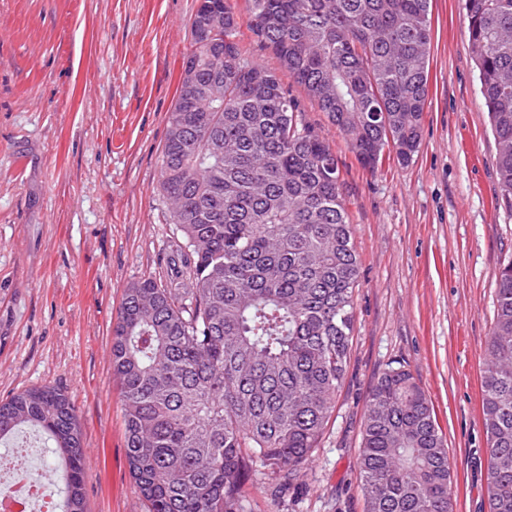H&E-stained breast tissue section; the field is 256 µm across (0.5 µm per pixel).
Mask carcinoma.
Segmentation results:
<instances>
[{
  "label": "carcinoma",
  "instance_id": "carcinoma-1",
  "mask_svg": "<svg viewBox=\"0 0 512 512\" xmlns=\"http://www.w3.org/2000/svg\"><path fill=\"white\" fill-rule=\"evenodd\" d=\"M248 27L374 171L418 152L429 94L430 0H248ZM481 94L512 197V0H462ZM221 23L202 31L206 15ZM200 95L168 115L160 190L176 283L125 289L112 330L129 472L148 512H239L254 459L291 481L331 417L354 329L359 258L328 140L276 71L241 45L234 0H198ZM481 381L491 512H512V263L497 277ZM40 430L58 464L56 512H84L82 429L68 396L0 402V442ZM366 512H456L432 400L403 366L371 389L359 448Z\"/></svg>",
  "mask_w": 512,
  "mask_h": 512
}]
</instances>
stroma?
<instances>
[{
	"instance_id": "obj_1",
	"label": "stroma",
	"mask_w": 512,
	"mask_h": 512,
	"mask_svg": "<svg viewBox=\"0 0 512 512\" xmlns=\"http://www.w3.org/2000/svg\"><path fill=\"white\" fill-rule=\"evenodd\" d=\"M196 0H0V401L62 390L83 428L86 512H147L131 476L112 327L134 280L172 278L179 235L159 187ZM429 103L409 165L365 169L290 78L329 141L361 269L347 370L294 483L261 462L243 512H365L358 448L372 385L409 368L428 392L457 512H490L480 383L512 199L461 0H431Z\"/></svg>"
}]
</instances>
